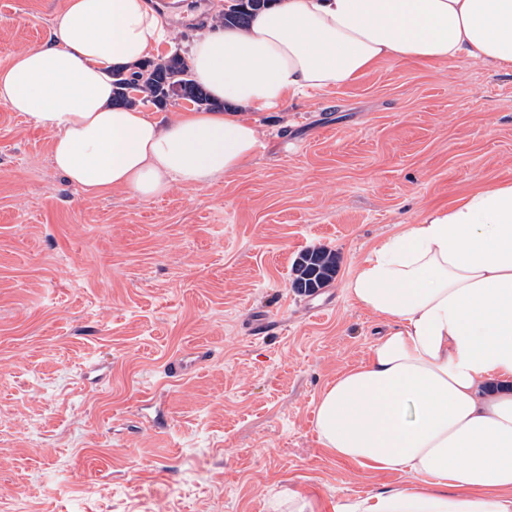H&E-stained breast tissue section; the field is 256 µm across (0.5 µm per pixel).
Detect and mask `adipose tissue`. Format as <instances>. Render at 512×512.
Returning a JSON list of instances; mask_svg holds the SVG:
<instances>
[{
  "label": "adipose tissue",
  "mask_w": 512,
  "mask_h": 512,
  "mask_svg": "<svg viewBox=\"0 0 512 512\" xmlns=\"http://www.w3.org/2000/svg\"><path fill=\"white\" fill-rule=\"evenodd\" d=\"M169 33L151 0H69L47 42L0 71V102L53 133L51 158L87 194L150 200L235 174L249 115L356 80L383 59L466 57L512 69V0H274L247 26L189 45L213 109L158 116L112 103ZM384 332L323 391L315 427L337 458L412 485L347 512H512V182L425 211L375 245L345 285Z\"/></svg>",
  "instance_id": "obj_1"
}]
</instances>
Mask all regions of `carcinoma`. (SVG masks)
I'll return each instance as SVG.
<instances>
[{
  "label": "carcinoma",
  "instance_id": "1",
  "mask_svg": "<svg viewBox=\"0 0 512 512\" xmlns=\"http://www.w3.org/2000/svg\"><path fill=\"white\" fill-rule=\"evenodd\" d=\"M273 0H233L222 6L217 22L244 26L253 15ZM114 104H151L159 110L179 101L197 106H210L212 102L205 89L191 76L186 57L175 52L161 62L146 60L136 70L124 75H113ZM336 273V254L319 248L303 252L292 268V288L299 293H315L324 288Z\"/></svg>",
  "mask_w": 512,
  "mask_h": 512
}]
</instances>
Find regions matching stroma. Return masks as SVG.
<instances>
[{
  "label": "stroma",
  "mask_w": 512,
  "mask_h": 512,
  "mask_svg": "<svg viewBox=\"0 0 512 512\" xmlns=\"http://www.w3.org/2000/svg\"><path fill=\"white\" fill-rule=\"evenodd\" d=\"M66 2L0 0V69ZM252 118L234 175L142 200L71 186L51 132L0 102V512H273L288 491L336 512L410 485L315 430L381 326L345 283L396 225L512 182V71L391 57ZM314 247L337 273L302 295ZM336 273V254L325 248L306 250L292 268V288L298 293H316Z\"/></svg>",
  "instance_id": "35a3bbf8"
}]
</instances>
